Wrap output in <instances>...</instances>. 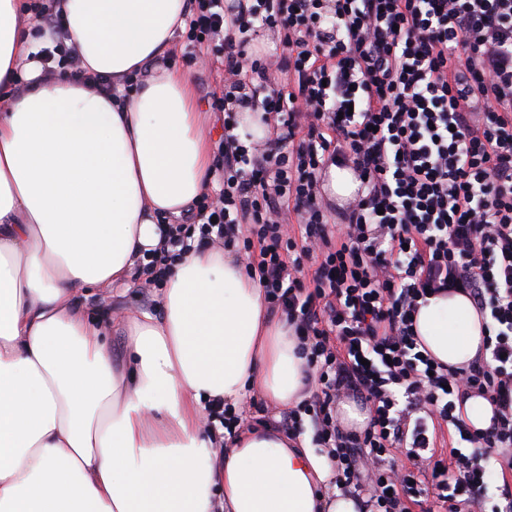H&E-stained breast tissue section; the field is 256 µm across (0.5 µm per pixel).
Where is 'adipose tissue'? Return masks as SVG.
I'll use <instances>...</instances> for the list:
<instances>
[{"mask_svg":"<svg viewBox=\"0 0 512 512\" xmlns=\"http://www.w3.org/2000/svg\"><path fill=\"white\" fill-rule=\"evenodd\" d=\"M188 0H55L90 73L48 78L18 0H0V512H358L330 489L328 454L270 427L224 449L205 433L210 401L246 389L285 409L306 396L284 319L236 260L195 249L168 274L160 313L117 318L112 365L84 312L92 289L127 284L212 178L190 74L158 68ZM30 90L13 96L16 66ZM144 73L127 93L131 72ZM422 348L465 367L484 321L461 293L415 315Z\"/></svg>","mask_w":512,"mask_h":512,"instance_id":"obj_1","label":"adipose tissue"}]
</instances>
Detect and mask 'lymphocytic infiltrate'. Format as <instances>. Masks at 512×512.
<instances>
[{
  "instance_id": "f902f5d3",
  "label": "lymphocytic infiltrate",
  "mask_w": 512,
  "mask_h": 512,
  "mask_svg": "<svg viewBox=\"0 0 512 512\" xmlns=\"http://www.w3.org/2000/svg\"><path fill=\"white\" fill-rule=\"evenodd\" d=\"M28 9L47 74L84 78L60 16ZM184 21L182 60L220 68L222 188L168 226L149 282L196 235L238 254L293 328L310 387L280 426L310 427L366 512H414L428 485L447 512H512L508 483L487 506L483 463L512 471V0H188ZM263 31L279 50L256 45ZM243 112L270 136L241 133ZM332 165L360 183L336 224ZM447 292L490 318L464 368L418 348L421 301ZM472 393L494 407L487 430L456 412ZM346 399L363 429L339 419Z\"/></svg>"
}]
</instances>
